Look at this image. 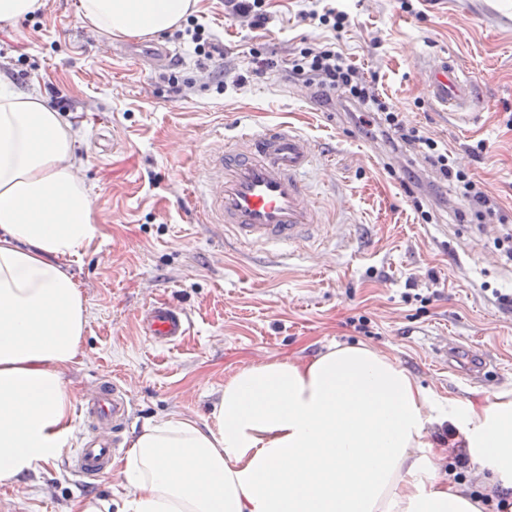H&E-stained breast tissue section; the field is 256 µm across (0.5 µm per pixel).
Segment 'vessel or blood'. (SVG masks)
Masks as SVG:
<instances>
[{
    "label": "vessel or blood",
    "mask_w": 512,
    "mask_h": 512,
    "mask_svg": "<svg viewBox=\"0 0 512 512\" xmlns=\"http://www.w3.org/2000/svg\"><path fill=\"white\" fill-rule=\"evenodd\" d=\"M127 59L152 57L168 64L171 52L163 45L129 47ZM426 91L431 102L453 108L465 120L476 115V88L455 60L442 58L426 67ZM318 147L291 125L256 131L218 142L206 155L193 195L200 203L199 223L220 224L245 248L292 247L314 239L323 226L320 205L309 174ZM140 336L161 345L178 344L192 328L190 315L164 300H153L137 316ZM447 361H463L468 375L484 377L482 353L463 350L458 343L443 346ZM83 417L97 432L68 458L69 469L86 487H93L121 445L120 433L129 419L124 387L102 379L82 404Z\"/></svg>",
    "instance_id": "vessel-or-blood-1"
}]
</instances>
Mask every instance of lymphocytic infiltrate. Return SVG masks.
I'll return each instance as SVG.
<instances>
[{"instance_id": "f902f5d3", "label": "lymphocytic infiltrate", "mask_w": 512, "mask_h": 512, "mask_svg": "<svg viewBox=\"0 0 512 512\" xmlns=\"http://www.w3.org/2000/svg\"><path fill=\"white\" fill-rule=\"evenodd\" d=\"M288 75L340 92L346 102L355 107L359 120L377 116L379 130L388 134L392 142L417 145L425 160L452 185L455 195L467 202L468 211L463 214V221L483 222L494 218L504 224L505 230L497 239L496 247L504 263L512 262V219L454 164L435 140L423 135L419 128L407 125L400 112L380 97L374 83L360 78L356 68L332 44L311 43L300 48L288 67Z\"/></svg>"}]
</instances>
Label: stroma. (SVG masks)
Here are the masks:
<instances>
[{
	"instance_id": "obj_1",
	"label": "stroma",
	"mask_w": 512,
	"mask_h": 512,
	"mask_svg": "<svg viewBox=\"0 0 512 512\" xmlns=\"http://www.w3.org/2000/svg\"><path fill=\"white\" fill-rule=\"evenodd\" d=\"M77 0H46L40 15L0 24V77L44 99L74 101L79 172L95 201L103 235L63 267L80 283L89 317L82 352L64 380L83 393L120 378L131 400L124 440L166 415L202 419L224 392V378L259 362L306 360L333 344L363 343L388 355L439 401L477 400L512 390V266L494 241L497 221L466 224L445 181L411 147L393 148L380 130L359 125L340 95L289 78L303 44H335L407 124L448 149L501 209L512 215V0H339L349 15L339 32L312 19L321 0H268V21L251 25L223 0H198L193 14L224 52V88L190 40L155 35L168 46L164 69H139L124 40L79 21ZM274 65L252 71L251 48ZM455 58L485 104L474 126L435 108L420 60ZM190 82L173 96L167 77ZM293 124L316 142L310 180L325 229L281 264L240 250L219 224L196 221L188 195L217 135L242 127ZM413 175L433 215L422 223L401 180ZM162 297L183 307L193 329L179 345L139 336L136 316ZM439 339L479 347L489 376L469 384L443 366ZM120 479L83 489L62 459L21 481L0 482L13 512H68L84 498L117 500Z\"/></svg>"
}]
</instances>
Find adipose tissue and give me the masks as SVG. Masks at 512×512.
<instances>
[{
	"label": "adipose tissue",
	"instance_id": "adipose-tissue-1",
	"mask_svg": "<svg viewBox=\"0 0 512 512\" xmlns=\"http://www.w3.org/2000/svg\"><path fill=\"white\" fill-rule=\"evenodd\" d=\"M197 0H79L84 26L123 37L178 27ZM70 122L0 80V481L56 459L75 405L62 374L81 352L88 312L63 258L101 234ZM447 426L438 445L431 428ZM465 453L488 494L512 488V394L449 399L358 343L307 360L243 367L201 421L145 424L114 474L120 505L72 512H482L458 484L415 476Z\"/></svg>",
	"mask_w": 512,
	"mask_h": 512
}]
</instances>
